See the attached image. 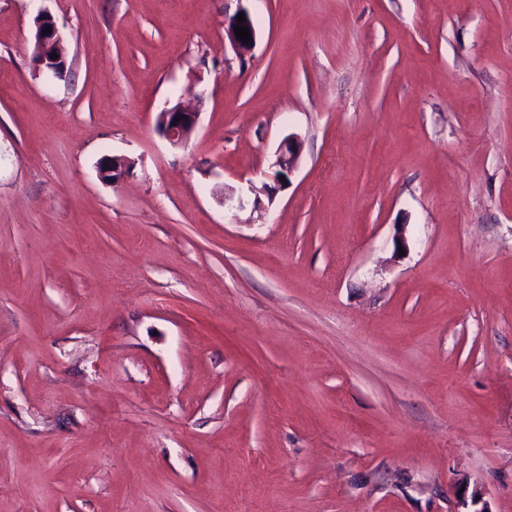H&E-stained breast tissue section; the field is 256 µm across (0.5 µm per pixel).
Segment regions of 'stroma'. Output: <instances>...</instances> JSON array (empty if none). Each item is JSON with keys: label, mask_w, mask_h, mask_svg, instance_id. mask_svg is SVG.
Listing matches in <instances>:
<instances>
[{"label": "stroma", "mask_w": 512, "mask_h": 512, "mask_svg": "<svg viewBox=\"0 0 512 512\" xmlns=\"http://www.w3.org/2000/svg\"><path fill=\"white\" fill-rule=\"evenodd\" d=\"M462 481L512 512V0H0V512H458ZM239 14H244L246 17V21L243 23L237 22V16ZM234 26H245L250 30L251 33V42L248 44H244L243 40H238L236 33L234 32ZM227 38L230 45L236 52L238 56L244 57L248 53L251 52V50L254 47L255 39H256V28L254 21L250 15V13L244 9L237 12L232 17L224 19V38ZM50 27L48 34L44 29ZM34 39L37 44L38 57L36 62L55 76H60L65 67V60L61 54L62 34L56 21L48 14H40L35 20ZM52 49L57 54V59L48 58L45 51ZM201 112L179 102L166 101L158 113L157 123L173 146L183 144L196 128ZM179 117V121L175 118ZM300 153V144L296 137L288 136L280 144L277 165L280 168L279 176L291 173L297 165ZM132 163L119 156H106L98 165L100 178L107 183H118L129 175Z\"/></svg>", "instance_id": "stroma-1"}]
</instances>
